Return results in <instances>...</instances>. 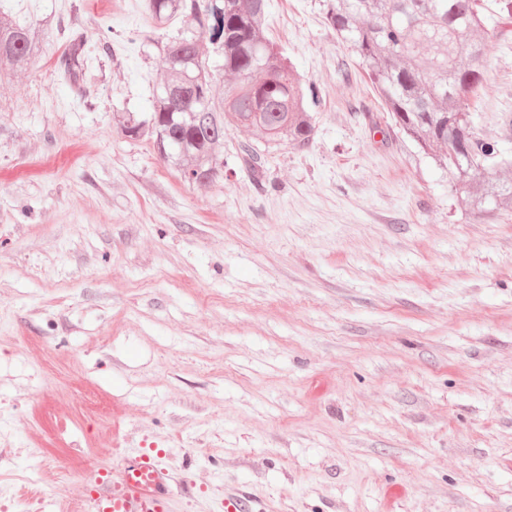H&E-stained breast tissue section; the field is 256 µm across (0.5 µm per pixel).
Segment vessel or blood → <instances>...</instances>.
<instances>
[{
	"label": "vessel or blood",
	"instance_id": "obj_1",
	"mask_svg": "<svg viewBox=\"0 0 512 512\" xmlns=\"http://www.w3.org/2000/svg\"><path fill=\"white\" fill-rule=\"evenodd\" d=\"M174 478L149 451L124 457L119 468L99 472L82 496L83 512H170Z\"/></svg>",
	"mask_w": 512,
	"mask_h": 512
}]
</instances>
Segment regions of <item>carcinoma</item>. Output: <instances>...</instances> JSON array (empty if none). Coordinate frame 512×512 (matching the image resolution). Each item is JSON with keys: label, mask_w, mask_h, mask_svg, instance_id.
Returning a JSON list of instances; mask_svg holds the SVG:
<instances>
[{"label": "carcinoma", "mask_w": 512, "mask_h": 512, "mask_svg": "<svg viewBox=\"0 0 512 512\" xmlns=\"http://www.w3.org/2000/svg\"><path fill=\"white\" fill-rule=\"evenodd\" d=\"M267 7V0H148L155 22L179 19L183 30L159 49L166 78L152 111L114 110L113 131L155 139L185 181L210 184L231 170L219 151L227 128L253 129L264 148L243 146L240 161L263 183L262 155L307 146L314 131L309 109L321 103L317 85L301 80L266 37ZM326 20L360 57L394 125L467 189L470 214L481 220L512 207V182L481 176L488 160L508 168L512 158L500 157L476 132L469 111L484 80L488 35L475 0H329ZM53 32L48 20L21 24L0 15V76L27 69ZM205 39L222 57L214 70L201 49ZM88 61L87 39L75 32L60 66L76 84ZM217 71L235 75L220 97Z\"/></svg>", "instance_id": "cac0c4a2"}]
</instances>
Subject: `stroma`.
I'll use <instances>...</instances> for the list:
<instances>
[{
    "mask_svg": "<svg viewBox=\"0 0 512 512\" xmlns=\"http://www.w3.org/2000/svg\"><path fill=\"white\" fill-rule=\"evenodd\" d=\"M54 16L0 79V512H77L158 453L174 512H512V209L481 221L394 126L326 0H269L322 95L300 151L195 185L112 109L163 79L145 0H0ZM111 29L110 50L99 34ZM89 38L86 97L58 58ZM471 99L512 155V33Z\"/></svg>",
    "mask_w": 512,
    "mask_h": 512,
    "instance_id": "1",
    "label": "stroma"
}]
</instances>
